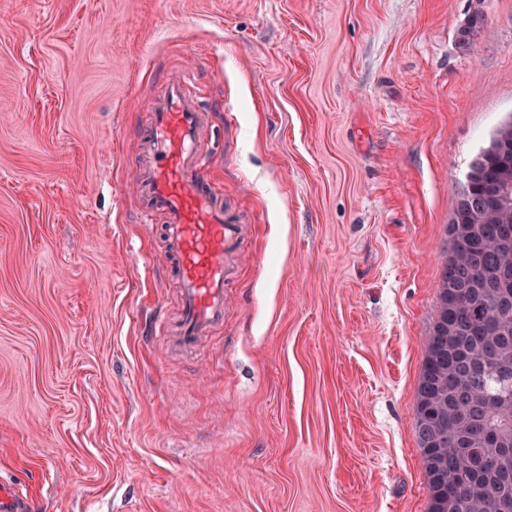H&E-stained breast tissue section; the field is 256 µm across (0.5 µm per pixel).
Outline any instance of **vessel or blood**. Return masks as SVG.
Instances as JSON below:
<instances>
[{
    "label": "vessel or blood",
    "instance_id": "obj_1",
    "mask_svg": "<svg viewBox=\"0 0 512 512\" xmlns=\"http://www.w3.org/2000/svg\"><path fill=\"white\" fill-rule=\"evenodd\" d=\"M134 167V197L146 224L160 222L165 250L157 267L179 284V308L157 307L148 328L169 357H197L203 341L221 334L226 288L238 276L241 221L218 204L204 179L212 156L204 130L209 115L189 89L184 70L170 72L165 91L149 105ZM32 501L0 482V512H31Z\"/></svg>",
    "mask_w": 512,
    "mask_h": 512
}]
</instances>
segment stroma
<instances>
[{"label": "stroma", "mask_w": 512, "mask_h": 512, "mask_svg": "<svg viewBox=\"0 0 512 512\" xmlns=\"http://www.w3.org/2000/svg\"><path fill=\"white\" fill-rule=\"evenodd\" d=\"M183 67L245 228L224 355L189 365L143 338L178 286L131 174ZM511 112L512 0H0V480L53 512H427L441 251Z\"/></svg>", "instance_id": "35a3bbf8"}]
</instances>
